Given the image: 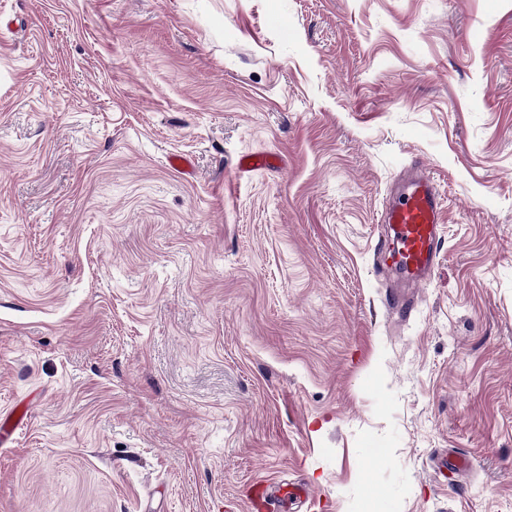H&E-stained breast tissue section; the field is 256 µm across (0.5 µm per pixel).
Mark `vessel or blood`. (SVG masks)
I'll use <instances>...</instances> for the list:
<instances>
[{
    "label": "vessel or blood",
    "instance_id": "vessel-or-blood-1",
    "mask_svg": "<svg viewBox=\"0 0 512 512\" xmlns=\"http://www.w3.org/2000/svg\"><path fill=\"white\" fill-rule=\"evenodd\" d=\"M442 209L443 201L429 172L412 166L399 178L397 190L381 214L388 233L379 241L380 250L414 286L426 285L435 271ZM288 496V491L278 486H256L261 512H284Z\"/></svg>",
    "mask_w": 512,
    "mask_h": 512
}]
</instances>
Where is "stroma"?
Masks as SVG:
<instances>
[{
	"instance_id": "35a3bbf8",
	"label": "stroma",
	"mask_w": 512,
	"mask_h": 512,
	"mask_svg": "<svg viewBox=\"0 0 512 512\" xmlns=\"http://www.w3.org/2000/svg\"><path fill=\"white\" fill-rule=\"evenodd\" d=\"M415 163L444 229L399 316ZM22 401L0 512H512V0H0ZM397 185L380 217L388 234L378 245L410 284L421 287L436 268L443 201L429 172L419 166L406 169ZM290 495L291 492L282 487L262 483L256 486V498L261 511L283 512L284 502Z\"/></svg>"
}]
</instances>
